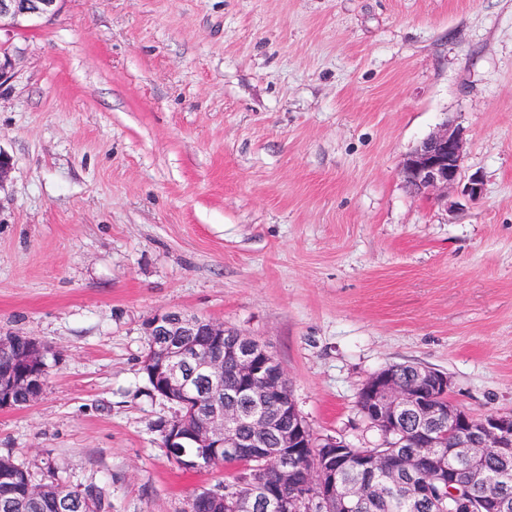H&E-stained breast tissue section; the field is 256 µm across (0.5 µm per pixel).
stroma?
Returning <instances> with one entry per match:
<instances>
[{"mask_svg":"<svg viewBox=\"0 0 512 512\" xmlns=\"http://www.w3.org/2000/svg\"><path fill=\"white\" fill-rule=\"evenodd\" d=\"M0 85V336L51 355L0 409V457L183 512L231 470L162 445L144 323L178 309L254 336L314 435L391 364L512 413V0H63ZM479 199L411 192L403 158L444 122Z\"/></svg>","mask_w":512,"mask_h":512,"instance_id":"stroma-1","label":"stroma"}]
</instances>
